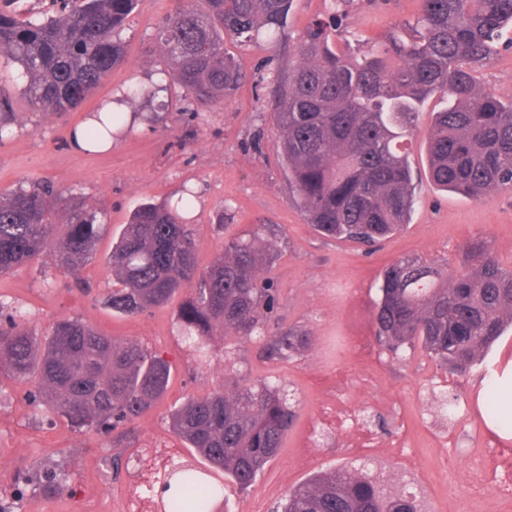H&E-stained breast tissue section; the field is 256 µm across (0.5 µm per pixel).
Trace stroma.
<instances>
[{
  "label": "stroma",
  "instance_id": "obj_1",
  "mask_svg": "<svg viewBox=\"0 0 512 512\" xmlns=\"http://www.w3.org/2000/svg\"><path fill=\"white\" fill-rule=\"evenodd\" d=\"M196 0H139L120 37L125 62L77 110L42 112L31 107L11 79L0 80L10 98L5 118L13 135L0 143V192L48 182L63 196L77 195L101 211L108 230L96 253L78 273L57 268L50 256L0 276V305L18 313L37 334H48L63 318L92 323L117 342H135L164 355L172 378L164 400L123 436L72 429L64 420L48 425L28 393L33 386L0 374V501H16V512H146L139 495L151 470L170 460L202 466L169 427V412L188 397L261 380L279 384L296 411L279 454L245 490L225 482L224 512H273L288 489L356 461L348 437L334 435L318 455L300 462L307 428L334 419L344 408L367 413L373 437L393 439L396 452L364 456L370 468L398 477L403 461L413 465L412 482L427 512H471L472 496L458 473L469 451L491 454L486 412L476 400L483 366L464 376L451 374L422 348L391 353L378 344L373 320L384 269L397 260L421 258L442 270L456 268L466 244L486 239L504 268H512V190L474 201L438 191L426 166L425 133L446 99L432 96L421 109L409 155L417 207L408 226L379 242L375 250L326 238L307 224L278 155V132L266 102L274 70L295 57L299 34L331 15L330 0H294L288 26L278 41L238 43L227 49L246 75L229 101L200 105L176 85L162 101L135 105L141 123L128 129L112 150L79 154L69 146L71 129L116 92L146 87L163 66L155 42L158 22L176 3ZM418 0H356L342 27L361 39L383 37L412 19ZM481 83L501 100L512 99V28H505L491 60L479 68ZM192 190L200 202L190 218L201 263H208L233 235H247L266 223L264 238L276 257L267 276L279 291L270 332L295 327L312 342L300 355L269 359L260 340L216 335L206 355L180 337L177 303L145 315L112 312L105 298L115 280L107 265L112 241L141 204H162L175 191ZM364 343L375 359L362 377L349 353ZM454 398L462 416L450 422L441 410H427L432 397ZM62 463L67 481L54 494L28 487L20 478Z\"/></svg>",
  "mask_w": 512,
  "mask_h": 512
}]
</instances>
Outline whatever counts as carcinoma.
<instances>
[{
    "instance_id": "cac0c4a2",
    "label": "carcinoma",
    "mask_w": 512,
    "mask_h": 512,
    "mask_svg": "<svg viewBox=\"0 0 512 512\" xmlns=\"http://www.w3.org/2000/svg\"><path fill=\"white\" fill-rule=\"evenodd\" d=\"M316 21L300 37L296 66L276 72L272 116L279 155L308 222L325 236L372 245L410 222L416 199L409 154L425 100L440 95L426 136L428 175L439 189L481 200L512 189V102L481 86L477 68L512 25V0H420L408 39L394 33L371 42L360 60L336 47L341 14ZM204 10L167 15L155 38L167 73L201 104L227 101L242 80L224 38L274 41L287 27L292 0H204ZM138 0H61L51 14L19 17L0 9V56L18 67L20 93L44 112H72L125 60L117 31ZM191 194L163 207L142 204L107 258L117 287L112 311L139 314L167 304L188 283L178 311L197 349L217 332L265 337L268 354L289 360L309 345L294 328L268 334L277 302L263 277L272 256L261 234L232 237L202 267L186 220ZM107 231L79 196L62 199L48 183L0 193V275L43 254L76 273ZM389 350L421 345L459 374L483 363L512 324V268L482 241L446 274L404 259L383 277L374 317ZM0 329V364L34 401L80 431L108 434L129 425L164 397L172 365L138 343H118L79 319L35 335L8 314ZM295 412L287 394L266 382L191 396L170 415L173 433L235 485H252L282 448ZM65 470L50 468L39 487L59 488ZM172 512H213L222 488L186 468L165 481ZM280 512H426L417 496L390 487L350 463L292 488Z\"/></svg>"
}]
</instances>
